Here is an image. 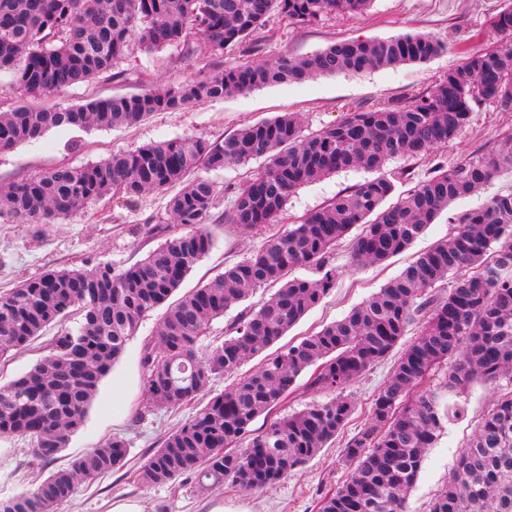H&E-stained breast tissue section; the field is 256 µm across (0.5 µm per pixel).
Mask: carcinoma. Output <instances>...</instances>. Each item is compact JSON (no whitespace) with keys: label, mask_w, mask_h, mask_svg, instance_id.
Wrapping results in <instances>:
<instances>
[{"label":"carcinoma","mask_w":512,"mask_h":512,"mask_svg":"<svg viewBox=\"0 0 512 512\" xmlns=\"http://www.w3.org/2000/svg\"><path fill=\"white\" fill-rule=\"evenodd\" d=\"M371 0H0V75L30 100L0 113V153L38 143L53 129L88 131L133 126L156 112L182 111L317 76L423 63L443 43L430 35L342 40L302 58L286 55L224 67L175 87L116 94L66 108L39 100L112 70L135 49L181 44L193 52L196 31L214 51L236 47L278 13L310 25L329 12L361 14ZM512 36V5L491 20ZM485 100L512 112V52L473 53L432 90L403 104L347 110L338 123L302 135L301 120L282 115L247 125L222 141L197 136L116 151L98 162L58 165L0 191V218L49 226L71 218L111 191L133 198L178 188L169 201L170 236L134 264L114 269L50 268L0 293V362L70 317L77 326L54 336L47 354L23 375L0 385V438L30 440L50 463L84 423L102 379L126 352L142 319L163 307L156 342L145 345L144 393L155 408L207 402L161 440L137 474L146 485L194 478L208 490L229 480L258 492L288 477L344 432L354 406L345 389L384 360L417 327L384 385L370 402V425L349 438L348 477L320 496L318 512H406L425 454L445 424L463 416L458 397L475 384L495 390L446 486L429 512H512V192L459 213L449 237L417 254L399 275L300 342L276 354V344L336 285L330 254L355 227L354 265L381 264L407 250L450 204L502 171L512 172V147L475 154L453 167L436 164L395 203L387 163L424 158L470 125L472 103ZM263 158L265 166L227 191V223L247 232L272 224L299 187L336 172L363 168L366 179L275 234L224 273L172 299L214 245L208 223L217 195L199 168L220 171ZM312 278H288L296 267ZM454 276L448 295L432 293ZM96 280L99 287L87 284ZM278 291L241 314L224 341L204 344L213 320L254 290ZM253 371L221 392L211 381L236 373L254 357ZM313 369L307 389L331 398L276 415ZM269 419L252 429L259 417ZM128 443L114 437L53 470L36 488L6 500L8 512H54L81 483L125 466Z\"/></svg>","instance_id":"cac0c4a2"}]
</instances>
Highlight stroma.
Returning <instances> with one entry per match:
<instances>
[{"mask_svg": "<svg viewBox=\"0 0 512 512\" xmlns=\"http://www.w3.org/2000/svg\"><path fill=\"white\" fill-rule=\"evenodd\" d=\"M504 5L505 0H372L364 14H328L305 27L292 24L281 15H271L250 40L221 54L211 51L196 36L190 40L194 49L190 55L180 46L154 53L132 51L111 71L55 94L52 105L69 107L115 94L173 87L212 75L228 64L272 60L284 54L302 57L345 39L429 34L444 44L440 54L424 63L361 74L318 76L301 84L233 93L221 100L192 104L179 112L156 113L130 128L88 133L53 130L39 143L21 145L0 155V187L57 165H85L115 151H133L155 142L198 135L219 141L244 125L284 113H296L304 131L310 132L336 124L348 108L357 105L370 110L404 104L411 96L429 91L440 78L461 66L467 54L512 42V37L490 23ZM511 144L512 112L499 111L493 103L480 101L473 107L467 130L439 148L434 160L449 165L475 153ZM263 165V160L257 159L244 167L230 165L211 173L210 178L218 188L211 217L215 244L188 274L182 290L195 288L222 273L226 265L241 260L273 234L287 230L306 213L368 177L364 170H346L305 185L290 197L276 224L243 233L224 221L233 206L227 187L241 182L249 172L260 170ZM509 191L512 172H505L474 195L452 204L448 214L440 215L413 246L380 266H353L348 244L337 246L332 258L339 271L335 288L289 330L286 342H299L324 324L345 316L397 275L417 253L447 235L451 230L449 214L479 207L492 196ZM168 200V194L158 192L131 200L116 193L88 205L69 221L39 231L32 225L1 218L0 292L9 291L23 278L49 267L132 265L162 243L159 228H166L171 234L178 232V225L171 222ZM161 316L157 310L142 320L125 355L103 379L83 427L72 436L56 461L57 466H66L103 440L119 436L128 442L126 471L112 472L92 484L80 485L72 498L58 505L56 512H108L113 500L123 498L143 500L150 512H207L214 498L223 499L228 506L243 507L246 512H316L320 494L347 478L350 468L343 457L345 440L367 427L368 403L392 371L394 357H387L347 388L355 412L343 437L284 481L256 493L244 492L229 482L202 492L190 478L181 479L173 488L148 486L134 481L131 471L142 467L161 439L193 411L189 405L156 410L145 399L140 353L145 344L155 339ZM494 397L491 389L479 384L465 395L466 414L448 425L436 446L428 451L416 486L407 499L408 512H428L432 499L447 483L459 452L490 409ZM49 472V467L34 456L26 439H0V498L34 489Z\"/></svg>", "mask_w": 512, "mask_h": 512, "instance_id": "obj_1", "label": "stroma"}]
</instances>
